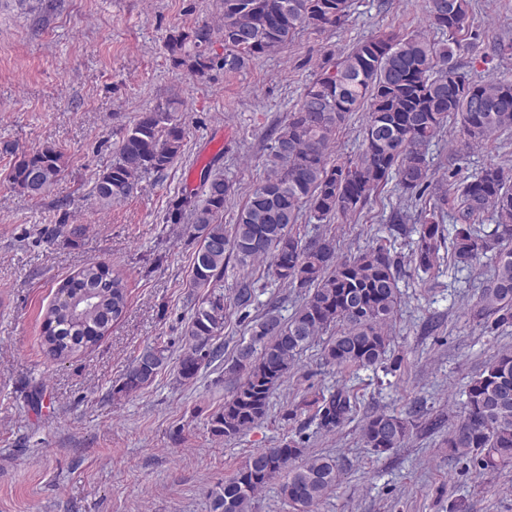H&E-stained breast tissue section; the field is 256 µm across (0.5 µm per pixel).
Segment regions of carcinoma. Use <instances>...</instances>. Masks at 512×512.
Instances as JSON below:
<instances>
[{
	"instance_id": "carcinoma-1",
	"label": "carcinoma",
	"mask_w": 512,
	"mask_h": 512,
	"mask_svg": "<svg viewBox=\"0 0 512 512\" xmlns=\"http://www.w3.org/2000/svg\"><path fill=\"white\" fill-rule=\"evenodd\" d=\"M222 27L202 25L171 34L166 43L178 66L194 75L212 70L236 73L255 58L290 42L303 28L341 24L351 0H223ZM429 0V27L447 36L434 41L421 33L384 35L358 43L336 61L326 60L305 87L298 107L275 132L265 175L248 195L231 231L224 227V205L231 186L224 175H205L202 199L183 195L171 204L166 224L193 227L190 287L197 305L185 328L186 343L178 377L194 379L221 356L216 340L224 331V275L230 263L242 269L268 260L267 275L304 290L301 303L283 320L276 305L251 319L250 341L236 347L227 372L239 379L224 406L211 417L212 432L235 438L264 419L273 393L294 369L297 355L315 339L324 364L340 372L376 367L390 347L387 325L400 304L399 262L378 244L356 256L339 255L330 235L305 239L297 224L306 210L322 221L331 215L361 214L373 195L394 180L402 192L421 196L431 184L427 147L452 119L460 121L466 142L486 145L512 130V79L475 81L460 71L454 56L466 29L471 0H451L442 14ZM224 35V54L209 51L215 32ZM367 107L361 152L355 159L332 161L328 150L349 115ZM178 102L143 113L130 127L112 166L97 176L92 195L103 208L129 197L143 176L161 173L184 151L185 129L175 118ZM63 153L45 146L16 157L8 173L14 188L31 197L46 193L64 167ZM453 205L443 191L420 211L411 245L414 270L425 274L448 258L472 268L489 256L494 277L476 303V314L492 327L512 324V170L490 165L453 183ZM491 212L494 228L481 229ZM452 224H443L445 216ZM447 248L448 256L440 254ZM57 292L70 293L77 308L56 298L45 315L44 343L64 359L96 343L126 306L123 279L101 265H88L63 281ZM256 299L255 281L237 283L234 306L244 310ZM164 347L144 351L126 372L118 393L132 394L165 370ZM463 414L445 445L483 471L512 464V351L497 354L467 385ZM319 428L332 431L353 411L344 387L316 394ZM412 422L393 413L373 414L362 427L365 446L378 454L400 447ZM287 472L279 496L296 512L336 489L340 469L328 455H307L303 441L283 439L275 448L254 451L224 484L212 491L211 512H250L252 500L277 475Z\"/></svg>"
}]
</instances>
